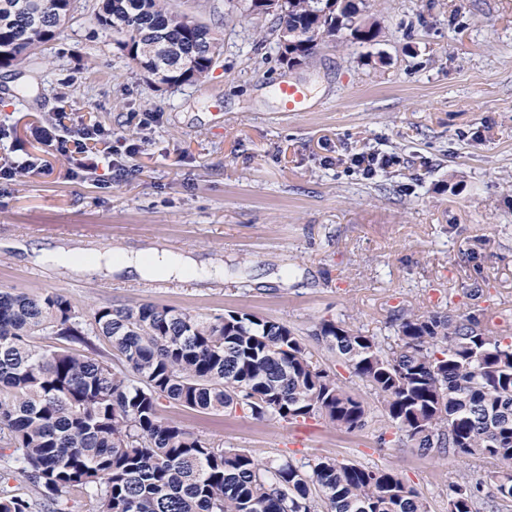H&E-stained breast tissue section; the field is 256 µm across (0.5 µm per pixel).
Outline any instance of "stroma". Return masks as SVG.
Here are the masks:
<instances>
[{"label":"stroma","mask_w":512,"mask_h":512,"mask_svg":"<svg viewBox=\"0 0 512 512\" xmlns=\"http://www.w3.org/2000/svg\"><path fill=\"white\" fill-rule=\"evenodd\" d=\"M355 2L377 38L339 37L291 69L274 16L248 14L242 0H176L222 49L201 82L168 86L98 26L97 0H77L36 60L0 68V154L40 164L0 180V289L58 291L86 316L144 303L248 313L303 337L323 319L391 337L402 308L471 312L512 332V0ZM283 81L305 87L304 111H282ZM62 111L128 153L72 175L46 138ZM360 152L400 163L369 178L352 162ZM61 248L166 249L201 274L87 275L38 261ZM328 365L370 405L366 427L167 413L259 460L395 470L429 512H448L465 480L478 503L495 496L498 469L482 456L380 444L374 396L342 362Z\"/></svg>","instance_id":"1"}]
</instances>
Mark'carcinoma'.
Returning <instances> with one entry per match:
<instances>
[{
  "label": "carcinoma",
  "instance_id": "1",
  "mask_svg": "<svg viewBox=\"0 0 512 512\" xmlns=\"http://www.w3.org/2000/svg\"><path fill=\"white\" fill-rule=\"evenodd\" d=\"M280 0L278 33L308 60L344 31L360 42L376 23L352 0ZM74 0H0V68L55 37ZM116 42H134L155 80L178 85L190 65L211 70L220 44L170 0H105L96 14ZM395 340L331 320L312 336L343 359L402 439L444 456L479 454L501 465L498 507L512 503V336L476 314L401 310ZM47 336L52 344H39ZM106 343L104 352L97 343ZM169 405L284 422L319 418L348 430L367 423L364 402L314 358L287 325L254 315L204 317L155 304L98 307L83 325L58 291L0 289V512H70L73 492L96 512H429L390 469L327 457L261 462L166 415ZM448 512H479L469 481Z\"/></svg>",
  "mask_w": 512,
  "mask_h": 512
}]
</instances>
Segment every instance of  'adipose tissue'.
<instances>
[{"instance_id": "ef3b65f1", "label": "adipose tissue", "mask_w": 512, "mask_h": 512, "mask_svg": "<svg viewBox=\"0 0 512 512\" xmlns=\"http://www.w3.org/2000/svg\"><path fill=\"white\" fill-rule=\"evenodd\" d=\"M92 266L102 270L117 266L141 278H190L196 276L194 261L187 256H176L166 252L152 251L136 254H96Z\"/></svg>"}]
</instances>
